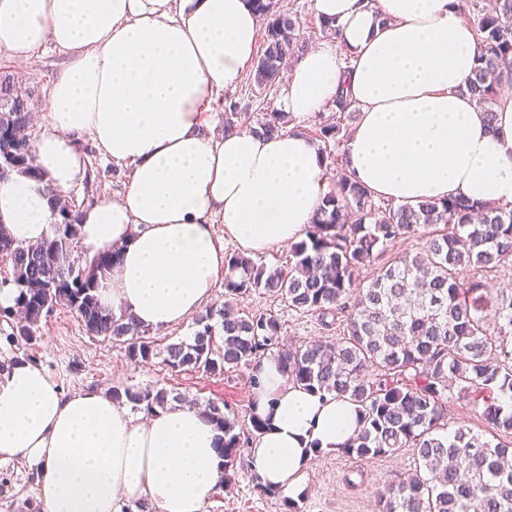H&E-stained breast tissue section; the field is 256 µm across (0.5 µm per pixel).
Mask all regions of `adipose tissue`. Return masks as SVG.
I'll use <instances>...</instances> for the list:
<instances>
[{
	"label": "adipose tissue",
	"mask_w": 512,
	"mask_h": 512,
	"mask_svg": "<svg viewBox=\"0 0 512 512\" xmlns=\"http://www.w3.org/2000/svg\"><path fill=\"white\" fill-rule=\"evenodd\" d=\"M314 9L339 39L298 58L279 109L303 118L347 89L359 110L347 169L375 196L512 204V97L490 115L467 93L478 43L453 0ZM257 27L251 0H0V49L25 62L50 43L71 58L33 146L40 176L0 181V225L23 244L51 235L46 189L84 179L78 137L88 135L132 173L124 194L81 208L79 245L90 257L120 247L99 299L152 329L200 309L225 273V239L248 254L301 239L328 190L318 146L299 132L211 133L203 116L251 68ZM258 376L254 411L266 426L250 441L249 470L296 501L313 449L341 451L363 419L347 398L294 386L275 358ZM217 437L187 403L139 414L101 391L66 394L33 362L0 374V460H26L42 512H120L140 500L204 512L224 484Z\"/></svg>",
	"instance_id": "1"
}]
</instances>
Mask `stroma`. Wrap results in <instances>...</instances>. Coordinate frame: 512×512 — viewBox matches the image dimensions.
I'll return each mask as SVG.
<instances>
[{
    "instance_id": "35a3bbf8",
    "label": "stroma",
    "mask_w": 512,
    "mask_h": 512,
    "mask_svg": "<svg viewBox=\"0 0 512 512\" xmlns=\"http://www.w3.org/2000/svg\"><path fill=\"white\" fill-rule=\"evenodd\" d=\"M70 63L67 54L49 45L22 64L0 51V74L21 76L24 88L32 92V112L37 117L46 110L52 83ZM279 95V90L273 89L262 97L252 93L247 82H240L234 91L212 97L208 123L215 129H223L224 112L232 105L240 112L242 121L255 123L262 113L275 109ZM80 148L89 168L85 182L68 193L76 206L93 203L101 191L117 196L127 189L130 166H119L104 158L90 138H82ZM234 307L243 314L274 315L288 344L340 336L338 327H325L317 316L289 310L286 304L265 294L244 295L235 301ZM32 354L36 363L45 367L69 393L156 384L171 394L200 403L209 399L225 402L232 407L240 424L249 421L254 390L249 383L248 368L241 366L221 375H206L173 372L157 361L136 365L128 360L121 345L88 334L75 315L64 307L42 319L40 338ZM412 467L413 452L408 448L392 456L374 458L322 453L310 463L307 492L296 502V512H377L379 488L394 476H407ZM35 499L34 477L27 464L20 459L0 462V512H30L29 504ZM204 512H286V500L279 494H260L254 487L246 460L242 459L236 465L231 487L220 490Z\"/></svg>"
}]
</instances>
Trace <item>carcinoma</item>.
I'll use <instances>...</instances> for the list:
<instances>
[{
	"label": "carcinoma",
	"mask_w": 512,
	"mask_h": 512,
	"mask_svg": "<svg viewBox=\"0 0 512 512\" xmlns=\"http://www.w3.org/2000/svg\"><path fill=\"white\" fill-rule=\"evenodd\" d=\"M267 20L263 50L248 80L260 92L272 90L284 63L301 47L299 18L274 0H252ZM471 6L480 46L479 65L466 91L492 113L503 67L512 63V0L486 9ZM334 115H314L312 139L330 170L344 167L338 148L348 138L346 122L356 118L339 92ZM28 100L13 87L0 86V125L29 124ZM287 113L273 110L246 130L257 135L287 131ZM18 171L36 178L33 151L12 149ZM52 211L71 221L78 248V209L66 196L48 190ZM416 236L417 252L390 254L395 241ZM53 238L30 244L16 241L0 226V251L18 245L13 271L14 305L0 306V319L19 310L24 321L10 325L8 342L27 350L37 341L43 317L64 305L87 333L122 346L130 362L154 359L173 372L221 375L276 357L288 376L309 392L347 395L359 405L364 427L342 450L358 457L388 456L414 450L413 473L389 482L377 494L378 512H512V288L491 291L463 270L512 265V206L478 207L465 197L396 204L374 197L341 173L322 200L306 237L288 255L269 265L244 252L225 256L224 307L196 319L192 342L161 343L153 329L125 313L103 306L100 276L118 261L120 248L80 259L78 272L65 262H43ZM372 277L361 270L382 257ZM251 292L267 294L288 307L311 312L321 321L345 317L343 337L280 347L281 324L271 314L242 315L233 300ZM459 396L483 397L491 437L465 424L448 429V388ZM112 400L137 410L167 407L170 396L154 384L109 390ZM200 412L220 432L216 449L224 458V483L231 482L245 445V427L225 405L208 400Z\"/></svg>",
	"instance_id": "carcinoma-1"
}]
</instances>
